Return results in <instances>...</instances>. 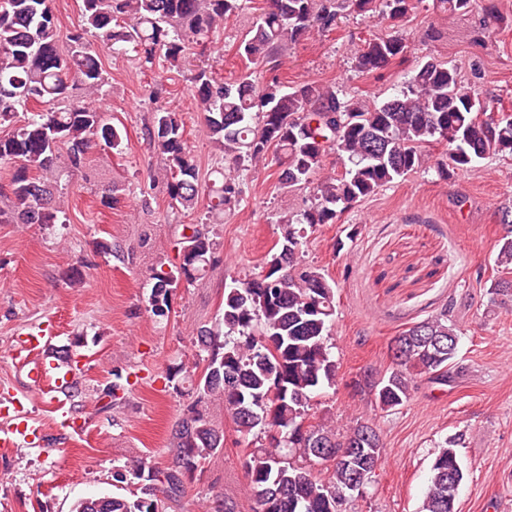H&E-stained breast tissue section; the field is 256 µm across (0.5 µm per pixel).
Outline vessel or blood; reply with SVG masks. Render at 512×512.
Returning a JSON list of instances; mask_svg holds the SVG:
<instances>
[{
	"mask_svg": "<svg viewBox=\"0 0 512 512\" xmlns=\"http://www.w3.org/2000/svg\"><path fill=\"white\" fill-rule=\"evenodd\" d=\"M42 332L32 330L26 335L21 352L15 353L18 365L26 368L28 378L27 393L39 397H50L56 403V422L65 424L67 412L62 394L68 393L75 376L68 367L51 363L40 357L38 350L44 345ZM43 433V427L32 417H24L21 422L9 421L0 425V446L15 448L22 445H35Z\"/></svg>",
	"mask_w": 512,
	"mask_h": 512,
	"instance_id": "b4317fda",
	"label": "vessel or blood"
}]
</instances>
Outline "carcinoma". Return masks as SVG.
I'll return each instance as SVG.
<instances>
[{"label":"carcinoma","mask_w":512,"mask_h":512,"mask_svg":"<svg viewBox=\"0 0 512 512\" xmlns=\"http://www.w3.org/2000/svg\"><path fill=\"white\" fill-rule=\"evenodd\" d=\"M354 11L376 13L394 23L388 33L365 40L354 66L372 73L400 63L409 51L407 32L395 25L415 8V0H346ZM450 14L469 11L478 0H436ZM249 9V0H82L81 21L67 41L57 36L52 0H0V163L14 172L9 192L0 194V223L61 224L64 193L48 175L64 167H90L92 142L118 151L122 133L102 110L88 102L103 93L108 77L91 38L115 54L133 52L144 72L181 69L188 51L202 56L224 20ZM336 0H266L249 36L236 54L282 66L280 51L314 31L336 25ZM192 95L215 147L218 184L209 190L210 211H224L243 193L247 172L273 156L283 189L313 186L314 202L301 213L279 219L276 252L256 277L232 280L224 289L219 322L197 333L196 346L206 365L193 384L194 400L175 430L171 467L157 470L138 461L114 472L117 483L131 476L140 493L84 498L72 512H164L165 500L180 491L183 478L201 461L224 448V430L207 411L224 400L236 432L245 438L256 428L270 433V446L256 448L245 461L254 500L253 512H336V502L354 495L351 485L361 461L350 456L353 443L367 439L374 448L370 464L382 459L379 432L361 422L339 433L326 423L305 425L311 402L336 382V362L328 339L335 321V283L316 268L302 266L298 255L307 229L335 224L355 203L422 168L425 148L446 146L435 160L439 172L471 170L490 156L512 157V113L491 108L464 82L457 67L429 57L397 94L382 101L339 97L336 87L319 82L290 84L274 74L251 72L226 80L201 68ZM150 145L166 166L171 204L194 209L202 184L186 137L182 113L160 105L145 125ZM334 152L342 171L318 177L322 161ZM182 254L176 271L155 270L148 308L155 317L171 311L180 282H191L216 262L217 232L204 224H184ZM499 275L488 294L512 302V236L499 240ZM459 340L451 306L416 322L394 337L393 368L371 370L362 384L378 406L389 411L407 402L418 384L413 371L444 381L464 372L456 362ZM455 434L431 460L422 512H455L448 499L451 477L464 480ZM331 456L346 455L326 467L320 478L309 468L311 442Z\"/></svg>","instance_id":"obj_1"}]
</instances>
